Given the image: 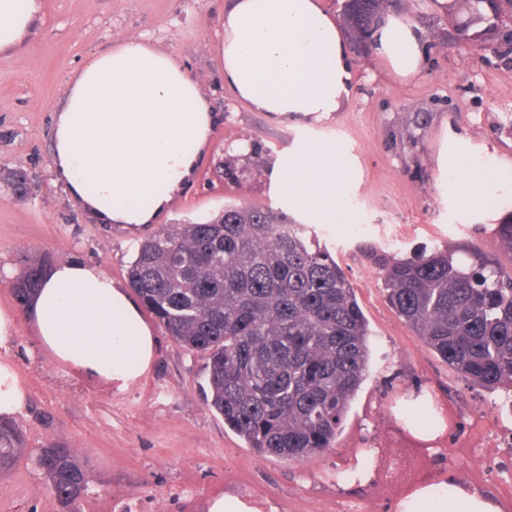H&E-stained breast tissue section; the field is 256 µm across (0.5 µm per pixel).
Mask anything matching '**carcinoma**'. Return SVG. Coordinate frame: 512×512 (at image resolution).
Instances as JSON below:
<instances>
[{"instance_id":"carcinoma-1","label":"carcinoma","mask_w":512,"mask_h":512,"mask_svg":"<svg viewBox=\"0 0 512 512\" xmlns=\"http://www.w3.org/2000/svg\"><path fill=\"white\" fill-rule=\"evenodd\" d=\"M385 2L351 0L352 42ZM373 258L390 305L444 362L483 387H512V266L448 246ZM42 273L15 281L19 304ZM128 278L166 335L207 357L206 404L248 447L291 460L332 447L369 370L370 332L313 225L229 203L142 241ZM23 453L17 429L0 421V473ZM36 456L60 512H80L89 480L72 449L49 443Z\"/></svg>"}]
</instances>
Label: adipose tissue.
<instances>
[{
    "label": "adipose tissue",
    "mask_w": 512,
    "mask_h": 512,
    "mask_svg": "<svg viewBox=\"0 0 512 512\" xmlns=\"http://www.w3.org/2000/svg\"><path fill=\"white\" fill-rule=\"evenodd\" d=\"M40 0H0V53L28 33ZM376 65L399 79L423 67L422 35L388 14L374 35ZM218 51L224 81L258 112L299 123L330 119L350 95L348 51L323 0H229ZM215 114L171 53L132 41L93 56L55 116L51 162L86 215L132 230L156 223L193 177ZM351 171L330 140L279 155L271 193L313 224H342ZM38 345L71 372L128 389L157 348L129 290L80 259L55 264L26 308ZM395 512H501L452 475L416 487Z\"/></svg>",
    "instance_id": "adipose-tissue-1"
}]
</instances>
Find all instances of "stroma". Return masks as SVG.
Returning <instances> with one entry per match:
<instances>
[{
  "instance_id": "stroma-1",
  "label": "stroma",
  "mask_w": 512,
  "mask_h": 512,
  "mask_svg": "<svg viewBox=\"0 0 512 512\" xmlns=\"http://www.w3.org/2000/svg\"><path fill=\"white\" fill-rule=\"evenodd\" d=\"M431 0H397L394 12L421 30L426 60L409 81L389 77L371 54H350L351 95L327 122L298 125L240 103L217 51L228 0H41L38 19L0 55V308L17 317L0 348L24 381L28 404L15 418L24 445L73 448L89 479L82 512H112L117 500L165 512H205L224 493L263 499L272 512H393L394 503L446 472L512 512V389L467 381L415 335L389 305L368 254L409 256L451 244L512 264L496 237L512 215V55L453 36L454 17ZM145 40L173 54L200 83L218 121L193 182L157 223L136 233L88 219L51 168L54 114L75 73L95 54ZM304 139L342 145L357 172L344 207L350 224H321L322 243L353 284L371 332L369 375L341 433L324 454L290 461L258 455L203 400V355L156 330L148 372L128 390L66 375L38 348L11 282L29 267L77 258L127 284L135 246L159 228L205 221L228 203L280 206L267 171ZM469 145L501 171L495 203L471 211L456 195L475 180L448 182L447 142ZM22 170L27 194L8 182ZM366 463L367 480L352 472ZM0 512H58L32 458L0 474Z\"/></svg>"
}]
</instances>
